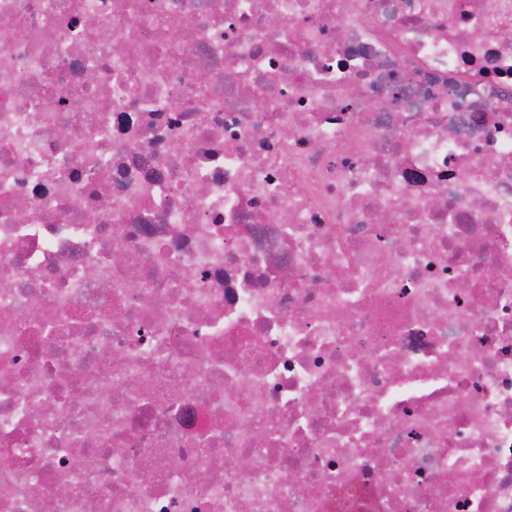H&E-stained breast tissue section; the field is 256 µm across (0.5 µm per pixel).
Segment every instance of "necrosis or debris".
Masks as SVG:
<instances>
[{
    "mask_svg": "<svg viewBox=\"0 0 512 512\" xmlns=\"http://www.w3.org/2000/svg\"><path fill=\"white\" fill-rule=\"evenodd\" d=\"M0 512H512V0H0Z\"/></svg>",
    "mask_w": 512,
    "mask_h": 512,
    "instance_id": "necrosis-or-debris-1",
    "label": "necrosis or debris"
}]
</instances>
